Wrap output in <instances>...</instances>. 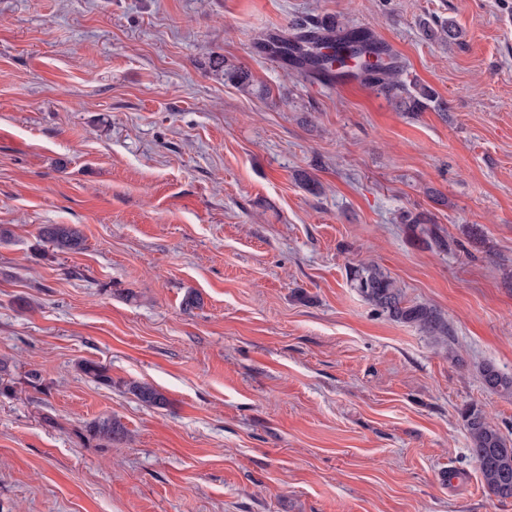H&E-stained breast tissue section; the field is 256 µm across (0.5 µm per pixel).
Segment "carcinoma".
Segmentation results:
<instances>
[{
  "label": "carcinoma",
  "instance_id": "cac0c4a2",
  "mask_svg": "<svg viewBox=\"0 0 512 512\" xmlns=\"http://www.w3.org/2000/svg\"><path fill=\"white\" fill-rule=\"evenodd\" d=\"M422 34L428 40L459 41L462 32L451 20L422 25ZM271 50L288 57V48L296 47V61L305 69L304 76L315 74L334 77L353 70L365 75V81L378 93L392 101L402 112H420L429 104L443 111L447 103L438 99L428 86L402 79V70L391 60L387 51L361 30L338 22L323 28L321 22L301 20L291 23L286 30L270 37ZM211 68L224 74V81L244 91L252 89L251 72L216 54L210 59ZM40 240L51 244L62 253H79L85 238L74 224H44L39 228ZM354 288L376 310L390 319L412 324L437 342L451 337L448 321L440 311L426 304L405 301L396 281L372 262L356 265L350 273ZM80 370L91 379L112 384L104 366L94 361L80 363ZM481 379L485 389L501 396L512 395V373L499 370L492 364L482 366ZM137 398L149 407L166 405V397L146 384L132 387ZM464 427L469 438V450L476 461L487 492L500 501L512 500V441L503 434L486 412L470 406L463 412Z\"/></svg>",
  "mask_w": 512,
  "mask_h": 512
}]
</instances>
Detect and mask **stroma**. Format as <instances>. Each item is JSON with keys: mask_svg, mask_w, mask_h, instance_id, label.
Returning a JSON list of instances; mask_svg holds the SVG:
<instances>
[{"mask_svg": "<svg viewBox=\"0 0 512 512\" xmlns=\"http://www.w3.org/2000/svg\"><path fill=\"white\" fill-rule=\"evenodd\" d=\"M320 17L371 30L447 110L266 54ZM435 18L460 43L426 40ZM0 224V512H512L462 420L512 438L480 376L512 373V0H0ZM363 261L448 344L375 311ZM210 65L215 71L224 74L225 83H230L244 91H249L254 86L251 72L242 65L226 60L224 55H213L210 59ZM38 234L41 241L62 253H79L84 249L85 238L74 224H43Z\"/></svg>", "mask_w": 512, "mask_h": 512, "instance_id": "1", "label": "stroma"}]
</instances>
